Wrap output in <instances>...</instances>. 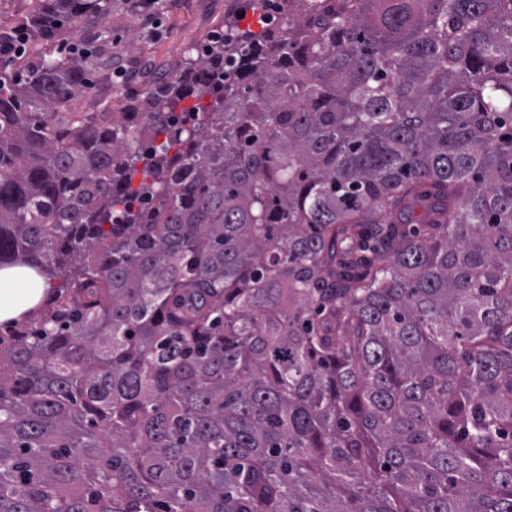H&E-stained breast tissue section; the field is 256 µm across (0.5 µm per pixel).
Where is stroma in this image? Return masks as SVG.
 Returning a JSON list of instances; mask_svg holds the SVG:
<instances>
[{"label":"stroma","instance_id":"stroma-1","mask_svg":"<svg viewBox=\"0 0 512 512\" xmlns=\"http://www.w3.org/2000/svg\"><path fill=\"white\" fill-rule=\"evenodd\" d=\"M110 4L105 18L87 17L62 33L63 41L84 45L91 52L104 40L111 46L110 73H92L89 90L74 104L80 112L123 111L129 98L179 74L185 55L198 54L213 34L223 32L225 15L245 10L246 0H110Z\"/></svg>","mask_w":512,"mask_h":512}]
</instances>
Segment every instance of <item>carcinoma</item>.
Here are the masks:
<instances>
[{
  "mask_svg": "<svg viewBox=\"0 0 512 512\" xmlns=\"http://www.w3.org/2000/svg\"><path fill=\"white\" fill-rule=\"evenodd\" d=\"M229 30L117 118L0 60V512H512V0ZM30 269L10 267L0 269V321L13 319L31 308L49 288L42 277L31 282L24 275Z\"/></svg>",
  "mask_w": 512,
  "mask_h": 512,
  "instance_id": "carcinoma-1",
  "label": "carcinoma"
}]
</instances>
